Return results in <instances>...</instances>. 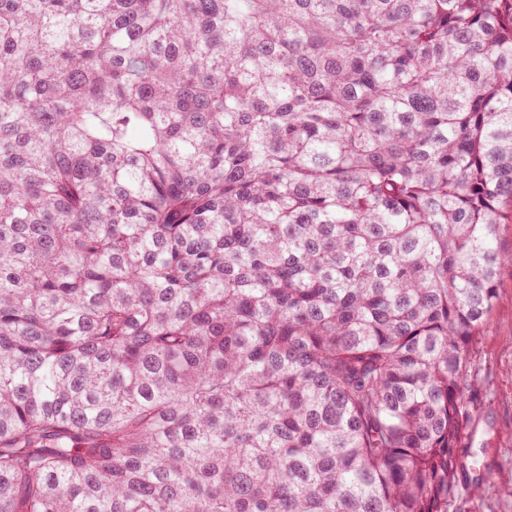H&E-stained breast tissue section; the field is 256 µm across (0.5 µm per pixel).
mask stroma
<instances>
[{"instance_id":"obj_1","label":"stroma","mask_w":512,"mask_h":512,"mask_svg":"<svg viewBox=\"0 0 512 512\" xmlns=\"http://www.w3.org/2000/svg\"><path fill=\"white\" fill-rule=\"evenodd\" d=\"M497 293L488 326L469 355L477 380L467 393L458 491L448 512H512V266L502 269ZM477 484L483 487L478 495L472 492Z\"/></svg>"}]
</instances>
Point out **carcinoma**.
Masks as SVG:
<instances>
[{
	"mask_svg": "<svg viewBox=\"0 0 512 512\" xmlns=\"http://www.w3.org/2000/svg\"><path fill=\"white\" fill-rule=\"evenodd\" d=\"M506 199L512 0H0V512H448Z\"/></svg>",
	"mask_w": 512,
	"mask_h": 512,
	"instance_id": "cac0c4a2",
	"label": "carcinoma"
}]
</instances>
